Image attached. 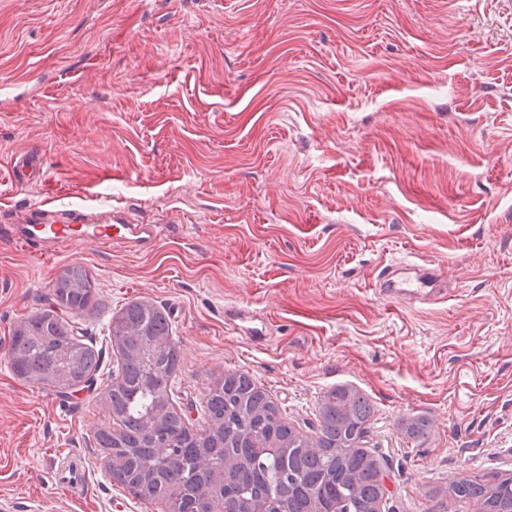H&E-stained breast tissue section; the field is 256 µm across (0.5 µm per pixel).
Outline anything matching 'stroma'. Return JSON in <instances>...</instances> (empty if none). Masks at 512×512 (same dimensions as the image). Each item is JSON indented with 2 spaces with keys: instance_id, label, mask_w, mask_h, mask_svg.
Returning <instances> with one entry per match:
<instances>
[{
  "instance_id": "35a3bbf8",
  "label": "stroma",
  "mask_w": 512,
  "mask_h": 512,
  "mask_svg": "<svg viewBox=\"0 0 512 512\" xmlns=\"http://www.w3.org/2000/svg\"><path fill=\"white\" fill-rule=\"evenodd\" d=\"M42 183L10 178L22 154ZM134 209L147 250L86 243L42 259L0 236V499L14 512H159L113 486L109 327L163 308L175 405L205 423L213 381L250 374L312 434L324 392L373 400L393 512L488 465L512 471V0H0V226L51 201ZM439 268L421 306L386 265ZM72 264L96 307L62 312L99 350L92 386L17 379L13 329ZM243 306L272 339L227 328ZM425 416L420 447L403 420ZM79 468L87 491L63 496Z\"/></svg>"
}]
</instances>
